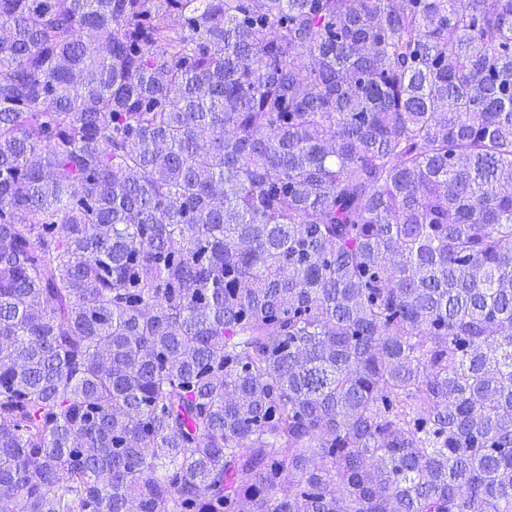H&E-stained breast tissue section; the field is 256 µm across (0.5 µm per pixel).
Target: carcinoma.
<instances>
[{
    "instance_id": "obj_1",
    "label": "carcinoma",
    "mask_w": 512,
    "mask_h": 512,
    "mask_svg": "<svg viewBox=\"0 0 512 512\" xmlns=\"http://www.w3.org/2000/svg\"><path fill=\"white\" fill-rule=\"evenodd\" d=\"M0 30V512H512V0Z\"/></svg>"
}]
</instances>
